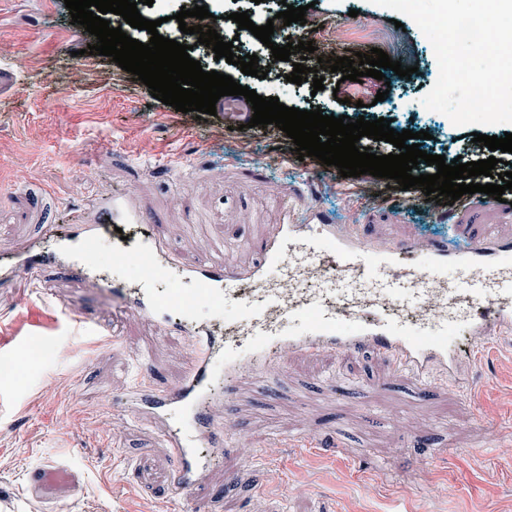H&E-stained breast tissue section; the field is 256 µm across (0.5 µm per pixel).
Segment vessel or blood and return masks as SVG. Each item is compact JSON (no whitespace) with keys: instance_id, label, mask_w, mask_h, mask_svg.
<instances>
[{"instance_id":"vessel-or-blood-1","label":"vessel or blood","mask_w":512,"mask_h":512,"mask_svg":"<svg viewBox=\"0 0 512 512\" xmlns=\"http://www.w3.org/2000/svg\"><path fill=\"white\" fill-rule=\"evenodd\" d=\"M298 199L285 198L282 220L273 233L254 243L258 263L238 267L223 260L201 258L187 263L168 253L160 240L143 247L156 266L178 269L182 278L208 296L235 302L237 328L252 354L253 368L264 369V354L296 351L310 356L331 350L340 354L365 348L390 356L418 378H425L433 361L447 362L456 370L451 339L466 334L487 342L503 329L512 328V242L494 240L480 244L467 226L453 228L454 242L426 239L393 241L372 249L356 224H324L318 212L297 219ZM96 220L85 211L70 210L77 232L66 247L72 265H80L100 239V216L112 223L141 221L143 214L122 193L100 201ZM338 260L341 276L326 278L301 298H284L300 276H314L326 259ZM55 258L38 251L16 260L13 275L28 282H42L55 269ZM462 274L449 283V270ZM97 287L126 297L129 309L169 331L167 304L158 300L150 279H142L127 292L120 275L97 280ZM368 295L374 301L372 317H364L347 298ZM215 344L209 330H198L192 362L180 384L153 388L147 394L153 413L165 422H196L198 408L210 382L223 369L236 368L244 354L226 352L216 365L210 352ZM169 451L176 463L167 497L175 502H194L205 469L191 435H173Z\"/></svg>"}]
</instances>
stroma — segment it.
I'll use <instances>...</instances> for the list:
<instances>
[{"instance_id":"35a3bbf8","label":"stroma","mask_w":512,"mask_h":512,"mask_svg":"<svg viewBox=\"0 0 512 512\" xmlns=\"http://www.w3.org/2000/svg\"><path fill=\"white\" fill-rule=\"evenodd\" d=\"M287 4L325 25L337 56L378 48L417 66L399 91V112L375 100L384 81L333 73L314 93L288 85L293 66L278 61L245 86L302 110L393 117V129L428 131L421 149L449 160L489 158L471 128L423 111L438 76L432 46L412 20L396 28L392 11L369 0H154L140 11L156 20L204 5L217 16L263 17ZM96 42L64 0H0V68L13 72L0 88V258L60 225L62 206L122 188L146 220L104 225L103 272L115 251L155 233L173 254L195 257L223 242L227 262L249 265L248 242L271 233L272 198L288 189L335 223L362 221L372 242L447 237L448 211L430 215L423 198H407L389 179L344 178L316 158L298 159L275 125L249 127V102L230 119H190L110 57L86 54ZM47 99L56 110L44 109ZM399 206L405 218L389 220ZM40 291L29 299L21 283L0 282V354L25 364L21 380L0 382V512H181L165 496L173 464L164 428L137 420L146 406L135 388L176 386L190 345L166 344L150 321L114 316L109 295L70 276L53 275ZM68 307L98 327L117 324L111 348L68 323ZM40 339L51 352L27 360ZM456 345L455 378L436 369L422 382L384 357L366 376L298 354L233 391L215 382L206 415L224 445L198 447L208 462L200 512H512V333L478 348L461 336ZM46 467L72 476L70 495L37 486L32 474Z\"/></svg>"}]
</instances>
